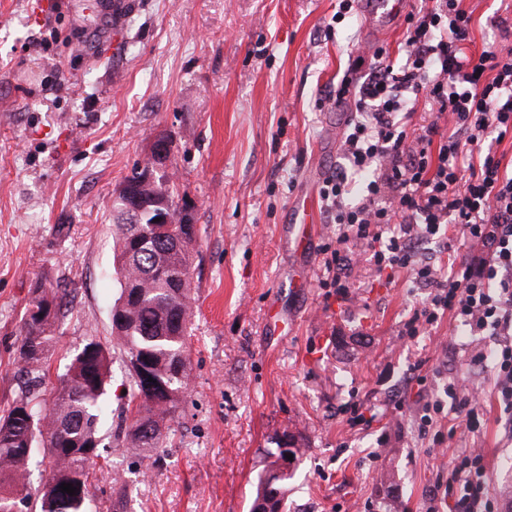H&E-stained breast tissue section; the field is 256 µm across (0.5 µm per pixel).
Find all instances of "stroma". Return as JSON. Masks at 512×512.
<instances>
[{"mask_svg":"<svg viewBox=\"0 0 512 512\" xmlns=\"http://www.w3.org/2000/svg\"><path fill=\"white\" fill-rule=\"evenodd\" d=\"M38 2L0 0V417L26 386L16 348L35 285L68 292L37 394L89 340L109 342L120 293L112 201L169 133L167 173L196 226L190 387L159 448L128 453L129 370L110 352L92 512H116L117 501L118 512H250L285 433L301 448L286 512H381L384 476L400 512H422L471 436L435 455L433 437L448 428L422 431L417 405L449 376L489 387L494 339L445 319L402 335L429 291L377 273L365 250L341 301L318 285L335 225L306 238L288 221L308 176L335 170L352 117L319 99L358 47L401 62L405 20L379 35L360 7L340 13V0H125L117 21L92 0ZM463 7L475 50L512 40L504 0ZM499 421L488 396L480 442L512 512Z\"/></svg>","mask_w":512,"mask_h":512,"instance_id":"35a3bbf8","label":"stroma"}]
</instances>
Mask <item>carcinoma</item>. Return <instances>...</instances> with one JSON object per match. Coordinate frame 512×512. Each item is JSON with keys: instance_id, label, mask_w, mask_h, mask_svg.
<instances>
[{"instance_id": "1", "label": "carcinoma", "mask_w": 512, "mask_h": 512, "mask_svg": "<svg viewBox=\"0 0 512 512\" xmlns=\"http://www.w3.org/2000/svg\"><path fill=\"white\" fill-rule=\"evenodd\" d=\"M144 169L135 163L120 185L128 203L141 209L140 223L113 214L114 263L120 294L113 311H121L122 324H113L110 345L92 339L60 376L51 402L23 391L8 414L0 417V512H15L16 495L25 488L27 466L36 437H41L49 475L40 490L39 512H87L91 501L94 459L85 446L97 441L98 425L106 414L104 397L108 376V354L114 349L126 359L142 357L156 383L145 390L131 375L127 391L130 423L123 436L129 451L146 453L158 447L162 430L182 407L187 385L186 340L190 324L189 275L193 224H169L165 232H154L159 205H167L174 216L180 212L170 178L162 175L154 183L142 181ZM59 290L36 288L31 301L47 306L42 317L23 315L17 347L23 368L43 379L46 355L54 330L63 316ZM281 448L270 453L272 461L260 476L252 512H281L288 496L292 471L280 469ZM76 487L75 495L62 492L61 484Z\"/></svg>"}]
</instances>
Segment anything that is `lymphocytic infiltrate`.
<instances>
[{
  "label": "lymphocytic infiltrate",
  "mask_w": 512,
  "mask_h": 512,
  "mask_svg": "<svg viewBox=\"0 0 512 512\" xmlns=\"http://www.w3.org/2000/svg\"><path fill=\"white\" fill-rule=\"evenodd\" d=\"M472 20L461 0H431L408 14L402 63L381 49L361 48L353 77L343 79L321 106L350 103L355 114L340 142L342 162L321 190L336 247L325 261L323 288L349 293L353 246L372 253L377 271L409 270L431 295L405 323L404 335L450 316L470 335L496 337L494 389L512 436V160L497 147L512 139V43L471 50ZM436 114L430 125L404 122L418 102ZM369 174L362 194L357 178ZM444 224L456 225L467 246L459 262L443 268L422 257ZM447 399L420 402L422 427L453 413L478 433L481 393L461 379L449 381ZM482 448L454 458L445 491H431L426 512H499Z\"/></svg>",
  "instance_id": "lymphocytic-infiltrate-1"
}]
</instances>
